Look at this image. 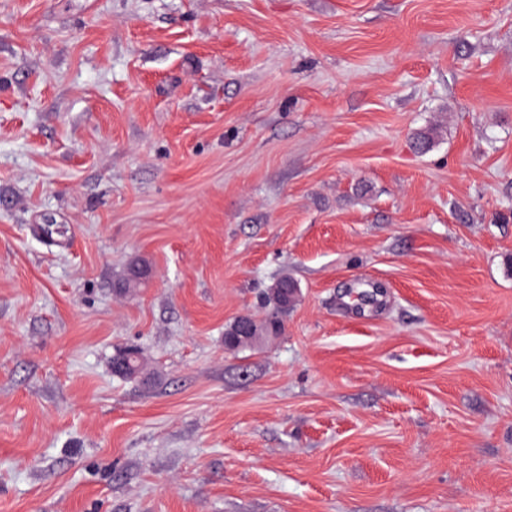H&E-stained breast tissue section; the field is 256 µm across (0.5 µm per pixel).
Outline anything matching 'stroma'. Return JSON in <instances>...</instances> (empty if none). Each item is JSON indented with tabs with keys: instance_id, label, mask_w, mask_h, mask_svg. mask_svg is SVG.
I'll list each match as a JSON object with an SVG mask.
<instances>
[{
	"instance_id": "stroma-1",
	"label": "stroma",
	"mask_w": 512,
	"mask_h": 512,
	"mask_svg": "<svg viewBox=\"0 0 512 512\" xmlns=\"http://www.w3.org/2000/svg\"><path fill=\"white\" fill-rule=\"evenodd\" d=\"M0 512H512V0H0ZM297 294L298 286L293 280L288 279V276L278 280L269 289L267 301L270 308L266 316L259 322L248 314L235 318L224 331V348L230 351H237L254 346L253 344L264 338L279 335L283 329L281 316L287 307L294 305L297 301ZM239 321H246L249 324L252 331V335L249 338L237 340L234 337L233 333Z\"/></svg>"
}]
</instances>
